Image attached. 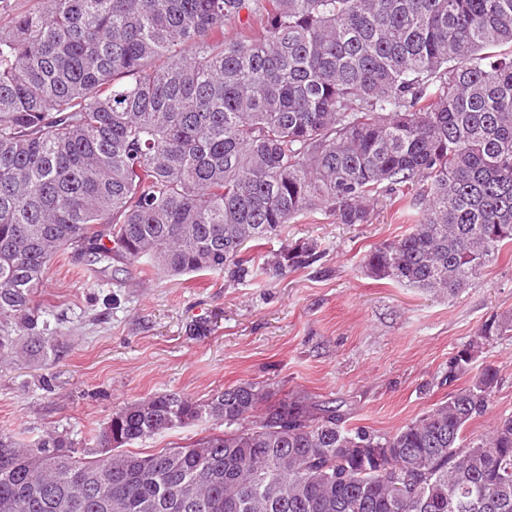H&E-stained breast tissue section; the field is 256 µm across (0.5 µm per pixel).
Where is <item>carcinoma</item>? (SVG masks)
<instances>
[{
    "mask_svg": "<svg viewBox=\"0 0 512 512\" xmlns=\"http://www.w3.org/2000/svg\"><path fill=\"white\" fill-rule=\"evenodd\" d=\"M244 11L259 35L225 36ZM384 189L422 210L375 278L452 295L512 243V0H43L0 30V364L60 356L36 294L61 250L241 280L242 244L366 224ZM511 331L485 322L448 360L467 381L383 437L286 398L240 427L249 382L128 403L95 450L1 431L0 512H512V416L463 436L498 385L475 357ZM201 420L224 431L129 450Z\"/></svg>",
    "mask_w": 512,
    "mask_h": 512,
    "instance_id": "1",
    "label": "carcinoma"
}]
</instances>
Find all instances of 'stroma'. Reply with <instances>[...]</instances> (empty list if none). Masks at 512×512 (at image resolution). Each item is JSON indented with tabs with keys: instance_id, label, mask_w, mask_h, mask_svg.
<instances>
[{
	"instance_id": "stroma-1",
	"label": "stroma",
	"mask_w": 512,
	"mask_h": 512,
	"mask_svg": "<svg viewBox=\"0 0 512 512\" xmlns=\"http://www.w3.org/2000/svg\"><path fill=\"white\" fill-rule=\"evenodd\" d=\"M366 224L311 212L249 247L254 273L163 276L135 263L74 264L59 252L36 300L58 318V360L0 367V431L25 441L55 430L79 447L124 404L176 391L199 400L242 382L313 404L343 403L348 427L389 435L446 400L448 360L490 318L512 316V244L453 296L379 280L365 256L414 216L387 193ZM315 244L308 267L274 272L281 247ZM498 386L468 435L512 416V334L484 347Z\"/></svg>"
}]
</instances>
